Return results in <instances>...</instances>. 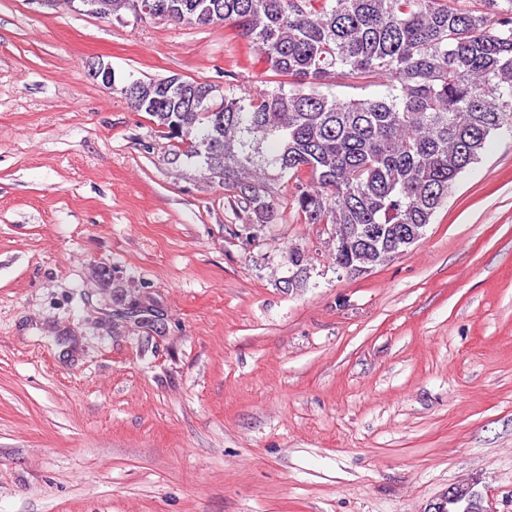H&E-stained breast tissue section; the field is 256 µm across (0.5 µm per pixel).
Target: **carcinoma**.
I'll list each match as a JSON object with an SVG mask.
<instances>
[{
	"label": "carcinoma",
	"mask_w": 512,
	"mask_h": 512,
	"mask_svg": "<svg viewBox=\"0 0 512 512\" xmlns=\"http://www.w3.org/2000/svg\"><path fill=\"white\" fill-rule=\"evenodd\" d=\"M149 20L180 23L200 14L230 24L252 63L274 86L224 91L186 80H141L134 109L146 113L177 153L200 162L211 181L236 193L255 223L273 217L269 172L287 179L306 224L350 238L381 224L431 223L457 179L500 130L512 128V0H142ZM386 87L382 96L340 99L323 88ZM349 271L368 252L336 251ZM303 288L310 263L288 252Z\"/></svg>",
	"instance_id": "obj_1"
}]
</instances>
